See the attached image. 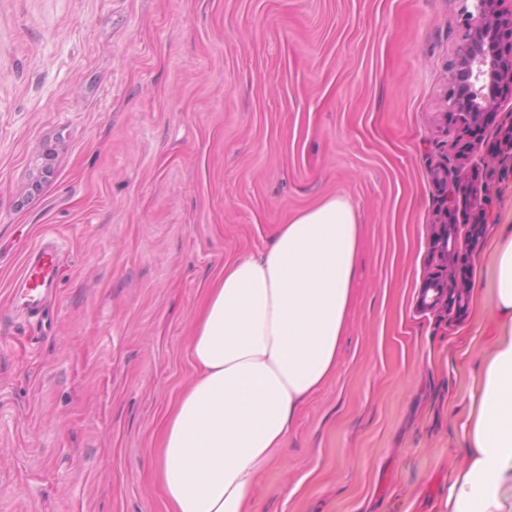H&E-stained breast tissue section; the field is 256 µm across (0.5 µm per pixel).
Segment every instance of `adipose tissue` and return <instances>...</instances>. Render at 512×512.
Returning <instances> with one entry per match:
<instances>
[{"label":"adipose tissue","mask_w":512,"mask_h":512,"mask_svg":"<svg viewBox=\"0 0 512 512\" xmlns=\"http://www.w3.org/2000/svg\"><path fill=\"white\" fill-rule=\"evenodd\" d=\"M359 244L357 209L332 196L280 225L269 248L225 264L189 344L193 378L164 424L166 512H253L257 476L298 406L336 371ZM488 288L499 332L459 426L468 462L448 512H503L512 492V224L493 246Z\"/></svg>","instance_id":"ef3b65f1"}]
</instances>
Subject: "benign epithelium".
I'll return each mask as SVG.
<instances>
[{
	"label": "benign epithelium",
	"mask_w": 512,
	"mask_h": 512,
	"mask_svg": "<svg viewBox=\"0 0 512 512\" xmlns=\"http://www.w3.org/2000/svg\"><path fill=\"white\" fill-rule=\"evenodd\" d=\"M505 0H475L466 12L467 34L452 72L447 102L451 121L466 140L461 152L485 151L491 162L488 175L512 177V114L500 112L503 97H512V7ZM433 181L442 197L435 224L430 274L420 303L426 309L461 313L468 305V288L459 267L460 257L484 232L487 201L493 183H470L464 168L437 166ZM465 214L468 233H457L456 215Z\"/></svg>",
	"instance_id": "obj_1"
}]
</instances>
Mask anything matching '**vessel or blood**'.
<instances>
[{"label":"vessel or blood","instance_id":"vessel-or-blood-1","mask_svg":"<svg viewBox=\"0 0 512 512\" xmlns=\"http://www.w3.org/2000/svg\"><path fill=\"white\" fill-rule=\"evenodd\" d=\"M60 247L52 236L31 248L25 256V271L13 284L14 301L30 314L39 313L44 297L56 286Z\"/></svg>","mask_w":512,"mask_h":512}]
</instances>
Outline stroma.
<instances>
[{
    "mask_svg": "<svg viewBox=\"0 0 512 512\" xmlns=\"http://www.w3.org/2000/svg\"><path fill=\"white\" fill-rule=\"evenodd\" d=\"M462 0H0V512H165L155 449L226 262L332 196L362 224L336 372L257 480L255 512H448L496 335L485 283L512 184L424 311ZM52 174L27 193L44 154ZM62 242L41 316L24 253Z\"/></svg>",
    "mask_w": 512,
    "mask_h": 512,
    "instance_id": "stroma-1",
    "label": "stroma"
}]
</instances>
